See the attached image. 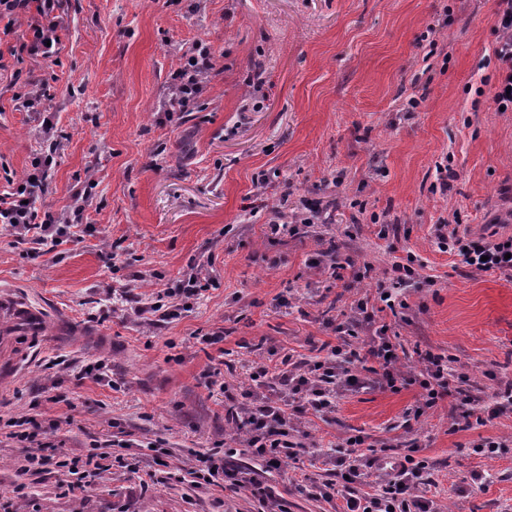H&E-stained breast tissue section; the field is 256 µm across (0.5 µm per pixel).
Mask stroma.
I'll list each match as a JSON object with an SVG mask.
<instances>
[{
    "label": "stroma",
    "instance_id": "1",
    "mask_svg": "<svg viewBox=\"0 0 512 512\" xmlns=\"http://www.w3.org/2000/svg\"><path fill=\"white\" fill-rule=\"evenodd\" d=\"M495 10V0H62L56 61H25L23 75L45 84L68 136L44 203L71 205L93 175L84 221L95 230L49 254L0 236V288L24 290L83 333L52 337L0 384V416L35 419L62 455L108 449L95 484L67 495L60 473L25 471L0 429V494L23 487V512H262L247 494L184 479L196 454L224 443V395L205 373L216 366L240 384L271 349L335 342L354 301L376 297L410 253L434 286L378 315L405 367L429 350L450 358L451 386L512 380V279L456 265L431 234L452 217L463 233H512V112L490 93ZM27 39L23 26L0 38V162L16 172L41 147L12 99L22 85L10 51ZM198 41L212 45L218 71L197 106L162 122L168 77ZM257 61L256 92L246 78ZM446 152L455 177L442 192L435 164ZM306 200L335 201L331 223L271 238L270 223ZM384 222L398 237L379 238ZM331 237L372 264L366 285L312 267ZM209 260L217 283L176 318L151 323L112 299L127 284L140 300L179 287ZM219 329L222 346L201 344ZM100 360L107 380L81 374ZM418 395L415 385L360 390L328 419L303 418L304 443L414 442L434 468L428 495L447 512H512V412L468 430L447 402L406 419ZM484 437L509 443L475 453ZM119 455L137 470L119 467ZM474 471L487 476L477 492ZM304 472L325 475L305 454L263 480L289 512H333L295 491Z\"/></svg>",
    "mask_w": 512,
    "mask_h": 512
}]
</instances>
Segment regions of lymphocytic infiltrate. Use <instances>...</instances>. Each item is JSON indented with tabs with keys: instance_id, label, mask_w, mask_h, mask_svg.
Masks as SVG:
<instances>
[{
	"instance_id": "1",
	"label": "lymphocytic infiltrate",
	"mask_w": 512,
	"mask_h": 512,
	"mask_svg": "<svg viewBox=\"0 0 512 512\" xmlns=\"http://www.w3.org/2000/svg\"><path fill=\"white\" fill-rule=\"evenodd\" d=\"M498 38L493 54L498 62L497 83L492 90L496 107L512 112V0H496ZM60 0H0V19L9 23H26L31 35L26 43L29 58L53 60L59 52L62 20ZM215 67V53L209 44L198 42L183 51L177 68L170 74L174 96L164 112L165 121L190 110L205 89L204 77ZM15 99L20 110L35 116L36 133L42 142L23 173L6 172V190L0 191V229L7 231L14 243L40 246L54 251L68 239L77 237L84 213L92 203V178L76 191L75 205L63 210L39 206L44 187L64 150L66 139L57 127L54 113L45 105L43 85L28 82ZM440 252L460 257L462 264L476 273L512 275V235L480 236L460 233L448 220H439L434 228ZM207 264H199L187 273L182 287L157 293L154 302L135 306V315L148 314L164 321L185 306L187 297L200 294L212 283ZM336 343H323L322 357L295 360L288 349H280L279 364L255 366L254 378L242 390L224 389V422L235 435L244 436L248 453L262 460L266 471L279 469L284 461L298 460L306 448L295 437L300 418L306 414L324 416L335 412L337 402L360 389L373 386L397 391L399 385H418L419 397L408 414L420 418L448 397V358L425 352L417 370H403L397 346L388 325H376L367 300H357L346 321L336 328ZM367 333V354L373 361L367 372H360L357 361L361 353L353 346L359 333ZM466 409L462 412L464 428L491 422L505 410L512 409V382H499L494 388L460 387L456 392ZM8 436L26 450L28 470L36 473L56 468L66 473L61 486L66 492L75 487H89L95 482L100 463L95 453L68 459H56L48 445L27 430L23 418L8 419ZM362 437L343 440L329 462L336 469L332 480L304 476L299 493L330 502L341 499L339 512H440L439 504L425 497L429 484V463L416 457L414 449L402 448L388 458L363 452ZM376 477L374 491L365 492L358 484L365 472ZM189 474L193 483L213 485L234 491H246L267 505L268 512H286L257 471L240 464L234 451L203 454L197 457Z\"/></svg>"
}]
</instances>
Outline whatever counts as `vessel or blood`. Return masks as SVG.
Listing matches in <instances>:
<instances>
[{
  "mask_svg": "<svg viewBox=\"0 0 512 512\" xmlns=\"http://www.w3.org/2000/svg\"><path fill=\"white\" fill-rule=\"evenodd\" d=\"M71 330L67 318L33 304L19 292L0 290V343L13 345L20 331L26 337V347L22 352L10 361L0 362V381L13 379L23 363L32 359L33 350L41 340L49 336H63Z\"/></svg>",
  "mask_w": 512,
  "mask_h": 512,
  "instance_id": "vessel-or-blood-1",
  "label": "vessel or blood"
}]
</instances>
